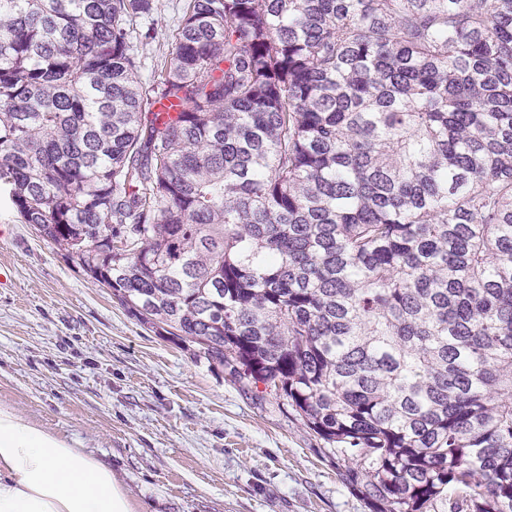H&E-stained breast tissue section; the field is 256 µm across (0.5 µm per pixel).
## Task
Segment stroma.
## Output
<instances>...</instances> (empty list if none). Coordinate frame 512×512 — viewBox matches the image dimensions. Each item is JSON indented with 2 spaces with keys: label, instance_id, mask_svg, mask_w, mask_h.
Listing matches in <instances>:
<instances>
[{
  "label": "stroma",
  "instance_id": "obj_1",
  "mask_svg": "<svg viewBox=\"0 0 512 512\" xmlns=\"http://www.w3.org/2000/svg\"><path fill=\"white\" fill-rule=\"evenodd\" d=\"M159 2L145 82L183 7ZM0 265V406L109 466L142 512H368L293 412L139 321L22 222L3 183Z\"/></svg>",
  "mask_w": 512,
  "mask_h": 512
}]
</instances>
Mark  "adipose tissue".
Instances as JSON below:
<instances>
[{"label":"adipose tissue","instance_id":"adipose-tissue-1","mask_svg":"<svg viewBox=\"0 0 512 512\" xmlns=\"http://www.w3.org/2000/svg\"><path fill=\"white\" fill-rule=\"evenodd\" d=\"M111 468L0 407V512H136Z\"/></svg>","mask_w":512,"mask_h":512}]
</instances>
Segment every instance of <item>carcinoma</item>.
<instances>
[{"label":"carcinoma","instance_id":"carcinoma-1","mask_svg":"<svg viewBox=\"0 0 512 512\" xmlns=\"http://www.w3.org/2000/svg\"><path fill=\"white\" fill-rule=\"evenodd\" d=\"M0 0V180L263 384L369 512H512V0ZM161 11L155 14L158 20L157 38L143 47L144 66L140 72L142 82L148 83L154 76V65L171 50V35L181 15L183 0H159Z\"/></svg>","mask_w":512,"mask_h":512}]
</instances>
